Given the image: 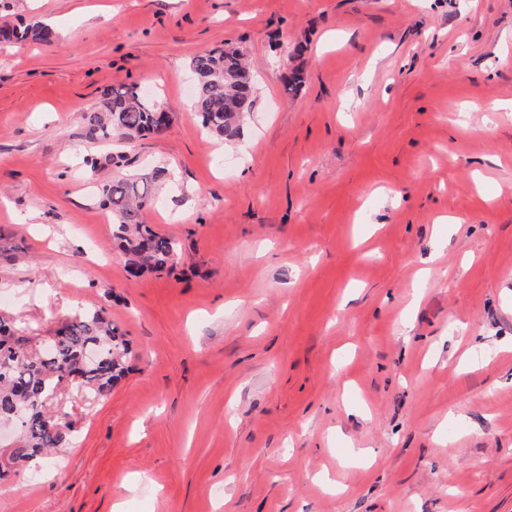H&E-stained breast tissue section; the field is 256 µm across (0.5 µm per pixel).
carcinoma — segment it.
Masks as SVG:
<instances>
[{
    "mask_svg": "<svg viewBox=\"0 0 512 512\" xmlns=\"http://www.w3.org/2000/svg\"><path fill=\"white\" fill-rule=\"evenodd\" d=\"M52 28L40 21H3L5 46L49 43ZM190 70L196 81V105L203 128L214 138L235 135L238 122L255 102L252 73L235 52L214 48L195 55ZM84 136L94 141L124 143L163 134L171 117L152 95L132 85L103 93L99 105L84 113ZM166 171L156 168L141 175L113 179L98 188L100 204L112 211L113 240L129 256L128 272L170 273L180 261L176 243L142 220L154 203L155 184ZM54 354L43 357L40 341L0 318V424L16 432L9 457L12 468L26 466L53 448L69 443L47 406L64 384L103 394L112 390L126 371L129 342L106 309L63 321L52 331Z\"/></svg>",
    "mask_w": 512,
    "mask_h": 512,
    "instance_id": "obj_1",
    "label": "carcinoma"
}]
</instances>
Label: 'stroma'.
<instances>
[{"instance_id": "35a3bbf8", "label": "stroma", "mask_w": 512, "mask_h": 512, "mask_svg": "<svg viewBox=\"0 0 512 512\" xmlns=\"http://www.w3.org/2000/svg\"><path fill=\"white\" fill-rule=\"evenodd\" d=\"M11 14L56 40L0 48V315L44 336L102 307L132 356L105 396L58 390L70 443L0 512H512V0ZM218 46L257 89L224 141L192 107ZM118 84L164 103L162 135L84 137ZM156 167L143 220L181 260L133 277L97 188Z\"/></svg>"}]
</instances>
